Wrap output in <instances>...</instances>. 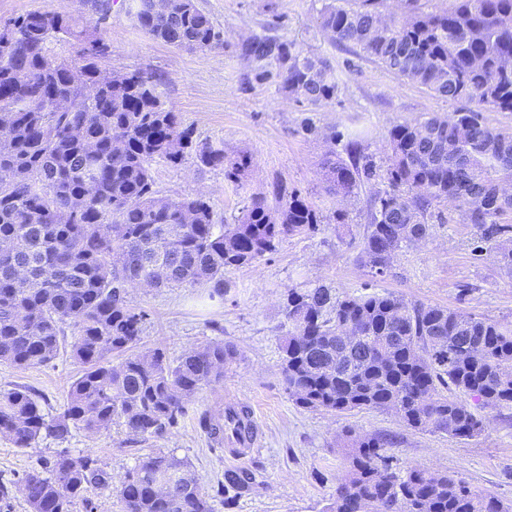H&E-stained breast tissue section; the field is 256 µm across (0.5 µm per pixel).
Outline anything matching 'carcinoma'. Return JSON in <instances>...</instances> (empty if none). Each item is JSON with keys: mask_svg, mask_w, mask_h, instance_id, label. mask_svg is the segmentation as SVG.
<instances>
[{"mask_svg": "<svg viewBox=\"0 0 512 512\" xmlns=\"http://www.w3.org/2000/svg\"><path fill=\"white\" fill-rule=\"evenodd\" d=\"M446 10L425 0H339L320 28L343 48L368 58L429 92L468 106L448 116L427 113L392 125L388 163L380 168L359 143L321 161L324 191L339 202L380 179L370 198L357 261L377 275L394 253L424 241L448 209L483 228L494 259L512 273V225L501 216L512 200L499 195L512 180V133L484 121L481 109L512 112V0H451ZM96 25L49 7L10 19L18 37H0V362L30 367L60 350L82 365L63 410L48 419L25 387L0 391V434L30 448L42 434L66 440L71 428L99 431L118 420L143 438L162 434L187 415L192 399L219 383L236 355L222 341L175 360L161 348L137 351L145 313L126 291L205 287L224 295V270L247 266L283 239L314 233L322 215L298 190L273 186L275 204L253 196L232 224L215 222L202 196L171 199L154 189L152 163L191 157L238 183L248 159L224 145L194 139L193 130L157 93L147 68L98 83L110 46L98 25L110 0H94ZM140 28L177 49H224V34L195 0H128ZM74 56L59 61L51 40ZM245 55L276 62L282 89L299 103L323 106L339 82L329 62L306 56L290 40L252 37ZM61 100L70 102L58 110ZM288 332L282 375L295 403L309 410L394 411L415 431L455 439L480 435V410L512 408V324L393 293L339 296L317 285L290 288L283 305ZM73 328L66 342L61 323ZM357 323L360 338L343 340ZM454 389L463 398L443 391ZM231 412L198 414L202 432L224 442ZM391 438L349 429L341 447L345 475L329 512H508L499 501L448 473L393 469ZM173 480L161 498L155 476ZM249 474H224V505L248 487ZM110 483L90 453L57 452L45 471L21 484L30 512H69L76 500ZM123 512H214L191 464L174 454L139 459L118 488Z\"/></svg>", "mask_w": 512, "mask_h": 512, "instance_id": "cac0c4a2", "label": "carcinoma"}]
</instances>
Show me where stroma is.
<instances>
[{"instance_id":"1","label":"stroma","mask_w":512,"mask_h":512,"mask_svg":"<svg viewBox=\"0 0 512 512\" xmlns=\"http://www.w3.org/2000/svg\"><path fill=\"white\" fill-rule=\"evenodd\" d=\"M333 0H196L224 32L220 50L184 52L143 31L124 6L112 0L102 26L111 47L103 66L118 73L151 68L162 77L158 91L179 112L199 140L220 143L229 156L246 154L252 166L242 184L227 181L222 170L185 160L179 166L152 165L155 188L179 199L204 195L217 221L232 223L246 202L269 194L272 184L299 190L326 217L309 235L281 242L276 251L252 265L224 272V296L209 299L204 288H132L127 299L146 319L140 350L164 349L169 358L211 341L237 351L223 380L203 389L189 413L162 435L141 439L121 423L90 433L72 429L67 440L41 437L33 447H15L0 436V512H29L20 479L52 460L67 447L89 453L111 476L108 487L74 502L70 512H121L118 487L128 469L158 452L187 459L200 484L212 497L214 512H327L345 465L339 436L351 427L363 434H389L395 470L420 465L447 472L476 491L512 508V412L485 410V431L469 440L407 428L391 411L331 413L295 404L282 380L280 338L288 326L282 313L289 288L323 284L336 294L389 291L412 300L457 309L479 317L512 323V275L495 263L477 225L454 212L447 224L435 225L425 242L399 250L385 275L372 274L357 260L374 190L365 185L348 203L347 227L331 224L336 208L325 195L320 161L325 153L343 151L361 128L362 142L377 165H385V134L397 122L425 113L448 115L460 104L434 96L365 55L335 46L319 26L322 11ZM54 7L92 17L86 0H0V24L21 14ZM256 35L292 40L303 53L330 61L340 79L331 103L312 107L297 103L277 78L260 79L255 62L242 55L244 41ZM312 122L314 134L303 125ZM82 370L68 352L29 368L0 363V389L25 386L36 392L44 413L63 408L69 387ZM231 404L251 408L260 426V446L251 457L235 461L214 451L199 429L196 413ZM229 470H246L252 482L232 507H225L222 486Z\"/></svg>"}]
</instances>
